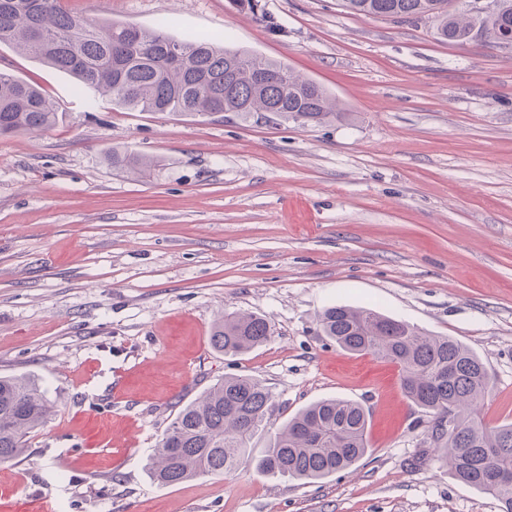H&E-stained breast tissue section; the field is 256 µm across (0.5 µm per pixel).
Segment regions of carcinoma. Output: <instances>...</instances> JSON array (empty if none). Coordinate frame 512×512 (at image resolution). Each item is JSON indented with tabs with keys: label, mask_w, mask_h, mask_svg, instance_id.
I'll list each match as a JSON object with an SVG mask.
<instances>
[{
	"label": "carcinoma",
	"mask_w": 512,
	"mask_h": 512,
	"mask_svg": "<svg viewBox=\"0 0 512 512\" xmlns=\"http://www.w3.org/2000/svg\"><path fill=\"white\" fill-rule=\"evenodd\" d=\"M351 13L431 21L439 39L479 40L500 46L512 39V0L448 10V0H342ZM160 26L147 30L123 22L100 23L67 13L61 0H0V44L73 75L81 88L139 112L193 117L217 109L243 116L276 110L302 126L342 116L336 101L315 81L288 65L220 38H175ZM55 102L34 85L0 71V135L39 132L56 121ZM114 167L144 169L155 161L112 151ZM323 335L350 353L399 365L404 396L432 415L435 448L461 484L494 498L499 512H512V481H493L512 471V423L493 428L477 409L491 389L480 357L467 345L434 336L371 307L336 305L319 315ZM272 325L263 316L224 311L214 323L211 345L237 356L267 342ZM273 396L252 375L226 376L176 414L148 460L157 482L178 484L205 475L235 474L251 466L262 475L319 481L358 464L367 454L369 415L354 400L316 401L288 420L253 455L251 443L264 429ZM49 415L35 379L0 377V462L22 458L28 434Z\"/></svg>",
	"instance_id": "obj_1"
}]
</instances>
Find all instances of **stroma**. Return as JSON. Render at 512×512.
I'll return each instance as SVG.
<instances>
[{
    "label": "stroma",
    "mask_w": 512,
    "mask_h": 512,
    "mask_svg": "<svg viewBox=\"0 0 512 512\" xmlns=\"http://www.w3.org/2000/svg\"><path fill=\"white\" fill-rule=\"evenodd\" d=\"M260 4L263 22L229 0L61 6L286 63L335 97L336 122L124 110L0 45V69L59 104L50 129L0 135V376L38 379L50 406L26 457L0 463V512H498L450 475L399 366L342 350L318 316L372 305L457 339L492 381L480 419L512 422V48L340 0ZM227 309L273 336L216 352ZM240 374L274 397L255 448L339 396L368 410V454L315 483L245 467L158 484L146 463L180 406Z\"/></svg>",
    "instance_id": "35a3bbf8"
}]
</instances>
